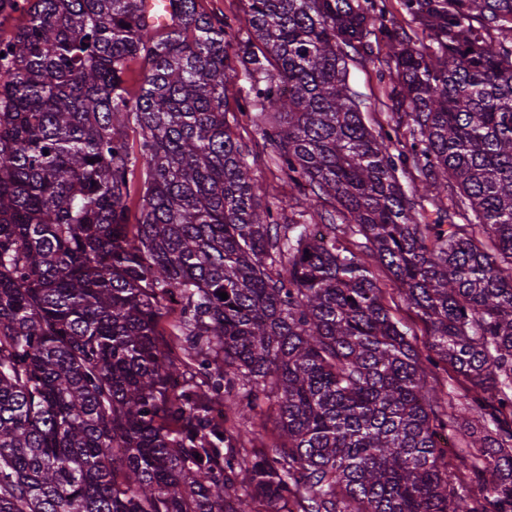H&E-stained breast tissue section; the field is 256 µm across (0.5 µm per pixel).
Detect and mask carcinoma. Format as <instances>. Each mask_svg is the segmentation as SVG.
I'll return each instance as SVG.
<instances>
[{"mask_svg":"<svg viewBox=\"0 0 512 512\" xmlns=\"http://www.w3.org/2000/svg\"><path fill=\"white\" fill-rule=\"evenodd\" d=\"M401 2L427 42L385 0H247L250 101L326 236L255 194L224 16L0 0L25 17L0 38V512H512V0ZM375 46L377 130L348 81ZM443 364L482 502L443 463ZM371 58L357 57L356 62H349V83L362 94L367 108L364 111L365 122L372 128L386 126L391 111L392 102L388 92L392 86L391 75L394 63L382 51L380 55ZM384 303L392 318L407 330L408 337L416 347L425 351V345L429 339L427 326L417 316L416 311L405 304L395 287L387 288ZM445 369L438 371L440 383L443 389L448 391V401L456 402L464 394L468 383L462 375L454 372L449 365L445 366Z\"/></svg>","mask_w":512,"mask_h":512,"instance_id":"1","label":"carcinoma"}]
</instances>
